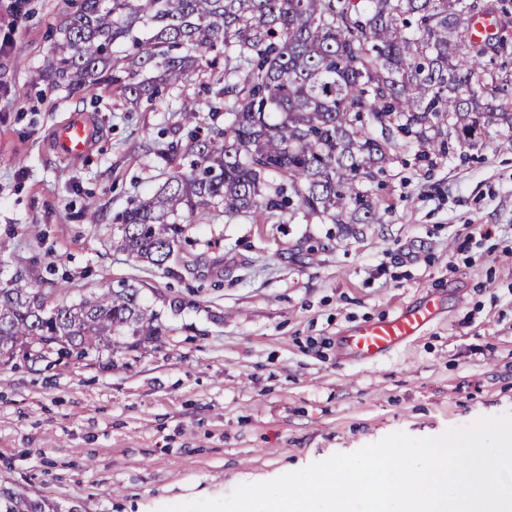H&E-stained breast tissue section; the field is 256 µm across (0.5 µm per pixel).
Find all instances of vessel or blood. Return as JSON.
I'll return each instance as SVG.
<instances>
[{
  "label": "vessel or blood",
  "mask_w": 512,
  "mask_h": 512,
  "mask_svg": "<svg viewBox=\"0 0 512 512\" xmlns=\"http://www.w3.org/2000/svg\"><path fill=\"white\" fill-rule=\"evenodd\" d=\"M93 128L89 119L78 116L55 132L54 146L63 155H85L92 143ZM438 311L435 299L405 310L392 319L364 323L353 327L342 338L344 349L355 356L374 359L405 344L430 323Z\"/></svg>",
  "instance_id": "1"
}]
</instances>
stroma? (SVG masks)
<instances>
[{
    "instance_id": "35a3bbf8",
    "label": "stroma",
    "mask_w": 512,
    "mask_h": 512,
    "mask_svg": "<svg viewBox=\"0 0 512 512\" xmlns=\"http://www.w3.org/2000/svg\"><path fill=\"white\" fill-rule=\"evenodd\" d=\"M71 0H0V282L23 272L68 300L123 280L167 335L68 366H0V484L55 512H160L228 496L389 434L435 437L512 413V150L417 161L375 193L378 224L190 226L174 273L134 261L113 223L169 175L151 152L179 119L171 100L126 111L98 89L39 76ZM89 117L79 159L53 131ZM95 221H86L84 208ZM434 296L442 314L387 356L341 336Z\"/></svg>"
}]
</instances>
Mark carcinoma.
Listing matches in <instances>:
<instances>
[{
  "mask_svg": "<svg viewBox=\"0 0 512 512\" xmlns=\"http://www.w3.org/2000/svg\"><path fill=\"white\" fill-rule=\"evenodd\" d=\"M482 16V0H78L40 76L110 89L129 112L175 96L186 135L156 151L169 177L116 224L129 257L169 272L191 224H379L372 186L402 152L451 158L489 126L511 149L512 100L497 94L512 40L479 37ZM204 74L206 115L184 94ZM165 333L124 282L52 306L21 275L0 285V358L60 363ZM48 507L0 486V512Z\"/></svg>",
  "mask_w": 512,
  "mask_h": 512,
  "instance_id": "obj_1",
  "label": "carcinoma"
}]
</instances>
